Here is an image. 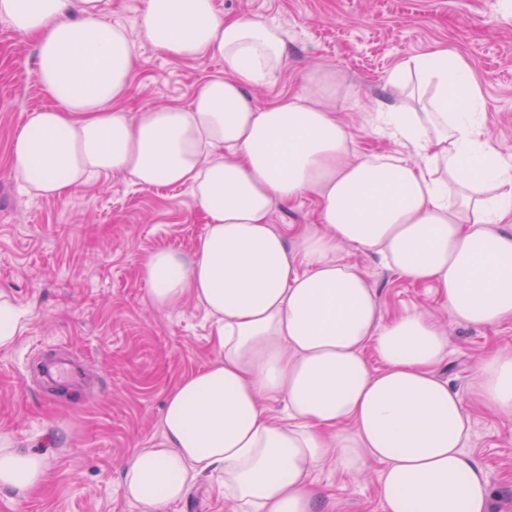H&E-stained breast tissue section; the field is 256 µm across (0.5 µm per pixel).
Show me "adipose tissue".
Segmentation results:
<instances>
[{
	"mask_svg": "<svg viewBox=\"0 0 512 512\" xmlns=\"http://www.w3.org/2000/svg\"><path fill=\"white\" fill-rule=\"evenodd\" d=\"M101 12L102 0H0V19L36 38V78L55 102L13 138L21 189L55 197L112 172L189 186L207 220L192 260L156 251L144 277L158 309L206 307L219 356L168 395L159 439L123 465L126 498L165 512L217 474L237 512H320L310 475L332 455L348 475L382 465L383 512H491L485 471L463 450L462 400L434 373L445 337L416 312L384 319L340 256L371 251L434 283L454 321L512 317V155L485 126L470 65L446 49L401 61L390 102L368 115L400 149L359 157L339 117L345 79L319 67L302 91L256 106L250 92L277 78L285 34L222 17L216 0H144L145 39L173 59L218 58L224 72L189 105L129 118L132 44ZM309 196L324 232L272 228L275 203ZM477 378L487 408L512 412V355L485 357ZM270 401L284 402L283 416ZM45 474L41 456L0 440V491L30 492Z\"/></svg>",
	"mask_w": 512,
	"mask_h": 512,
	"instance_id": "1",
	"label": "adipose tissue"
}]
</instances>
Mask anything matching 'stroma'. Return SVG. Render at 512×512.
I'll return each mask as SVG.
<instances>
[{
	"mask_svg": "<svg viewBox=\"0 0 512 512\" xmlns=\"http://www.w3.org/2000/svg\"><path fill=\"white\" fill-rule=\"evenodd\" d=\"M106 21L127 28L135 66L122 106L189 103L199 84L218 74L214 58L178 60L143 39V0H104ZM228 17L280 26L287 58L276 83L255 88L263 106L300 91L321 65L341 73L354 95L342 117L356 153L395 151L367 124V110L390 101L385 84L403 59L436 48L472 66L486 102V126L499 150L512 154V14L501 0H217ZM34 40L0 21V299L20 314L15 339L0 346V435L40 454L46 479L25 495L0 492V512H139L121 489L124 461L160 435L161 413L183 378L214 361V320L195 301L161 310L143 275L148 256L168 248L192 257L205 218L188 188L140 186L100 174L64 194L24 193L9 163L10 142L27 113L51 107L38 84ZM275 230L319 227L313 200L276 203ZM375 288L384 317L419 312L448 338L436 376L459 393L469 417L464 450L485 468L493 512H512V414L485 409L476 394L477 368L487 355L512 352V317L492 328L449 319L434 284L410 281L373 253L343 249ZM78 354L95 380L85 396L52 399L33 372L35 357ZM383 468L343 474L319 464L310 482L323 512H382ZM167 512H233L224 484L201 476Z\"/></svg>",
	"mask_w": 512,
	"mask_h": 512,
	"instance_id": "obj_1",
	"label": "stroma"
}]
</instances>
